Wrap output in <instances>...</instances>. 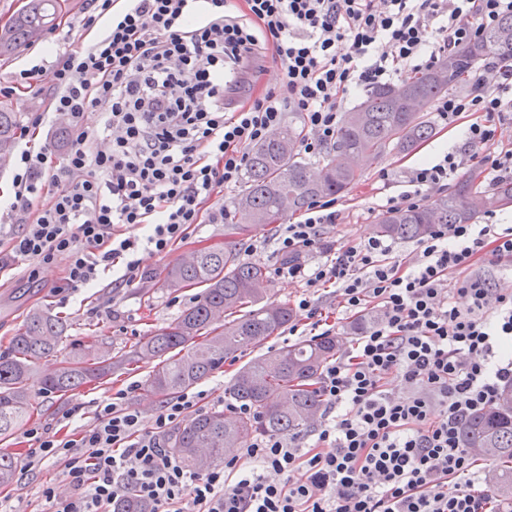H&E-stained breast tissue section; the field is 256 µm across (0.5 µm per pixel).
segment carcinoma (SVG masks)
I'll return each instance as SVG.
<instances>
[{"label": "carcinoma", "mask_w": 512, "mask_h": 512, "mask_svg": "<svg viewBox=\"0 0 512 512\" xmlns=\"http://www.w3.org/2000/svg\"><path fill=\"white\" fill-rule=\"evenodd\" d=\"M66 6V0H28L0 27V57L39 41ZM512 58V15L485 29L471 44L457 49L441 67L414 74L405 81L370 91L356 110L344 115L336 138L322 162L299 157L302 131L293 123L279 127L249 149L247 188L235 207L256 224H274L302 211L314 200L350 190L361 178L351 158L375 160L386 149L410 153L434 136L424 112L454 86L467 82L474 66L488 58ZM21 113L0 106V160L11 155ZM293 200L283 204L285 193ZM512 205V182L485 187L480 174L463 175L447 193L417 208L384 213L374 231L402 240H419L438 224H470L484 210ZM165 286L173 291L201 287L193 304L166 326L107 356L93 346L70 343L71 351L46 374L37 362L56 353L67 340V325L51 312L34 308L0 352V441L27 423L36 397L64 396L87 384L99 383L132 363L155 362L148 381L152 393L168 397L201 382L284 329L292 320L288 304H261L269 283L265 265L242 259L239 242L219 249H200L166 269ZM232 320H227L230 315ZM340 336H314L270 350L237 367L224 390L228 399L246 403L252 414L230 418L215 410L191 418L175 432L172 452L183 465L205 472L222 462L224 449L242 448L260 434L294 435L306 430L321 408L317 382L336 358ZM461 446L498 463L491 473L498 496L512 500V384L504 385L496 403L464 424ZM14 456L0 451V487L12 482ZM115 512H151L130 493L114 504Z\"/></svg>", "instance_id": "obj_1"}]
</instances>
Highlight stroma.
<instances>
[{
  "label": "stroma",
  "instance_id": "1",
  "mask_svg": "<svg viewBox=\"0 0 512 512\" xmlns=\"http://www.w3.org/2000/svg\"><path fill=\"white\" fill-rule=\"evenodd\" d=\"M69 2V10L42 40L10 59H0V76L35 65L40 68L30 90L13 94L0 90V103L22 113L24 120H31L36 113L46 111L52 95L51 73L56 59L62 52L73 48L74 36L82 32L90 0ZM428 117L435 127V134L430 140L408 155L386 151L377 162L364 165L359 183L337 198L340 219L338 223L325 225L322 230L329 246L345 248L372 236V226L387 197L406 190L410 173L417 164L439 160L445 153L460 149L463 144L461 129L446 128L437 112H429ZM383 171L388 172V181H380L379 174ZM237 196V191L225 192L227 214L223 223L194 225L187 238L174 245L166 257L141 253L144 275L132 286L113 289L112 278L107 275L93 288L67 287L64 284V263L60 260L41 266L38 282H29L20 275L0 282V351L5 350L10 336L22 324L29 309L34 307L64 317L69 324V341L98 346L105 354L129 349L141 336L174 321L197 295L193 288L175 293L165 288V269L177 263L179 254L207 247H223L225 227L229 224L239 225L242 229L241 254L245 260L274 268L281 260L275 251L274 241L278 225L251 223L248 215L235 208ZM152 371V364L140 363L99 387L78 388L64 400L37 398L36 411L30 423L52 432L66 424L73 428L90 425L96 403L102 396L135 382L139 388L130 394L129 401L141 410L144 429H151L161 404L160 398L148 388ZM29 446V439L20 430L8 442L0 444V451L14 454L18 460L15 477L4 488L11 497L15 512H40L39 489L44 482L56 477L61 469L60 464L52 459L29 466Z\"/></svg>",
  "mask_w": 512,
  "mask_h": 512
}]
</instances>
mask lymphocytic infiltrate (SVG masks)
<instances>
[{
    "label": "lymphocytic infiltrate",
    "mask_w": 512,
    "mask_h": 512,
    "mask_svg": "<svg viewBox=\"0 0 512 512\" xmlns=\"http://www.w3.org/2000/svg\"><path fill=\"white\" fill-rule=\"evenodd\" d=\"M89 42L53 71L48 114L63 116L68 149L25 147L13 160L10 223L0 241L17 262L65 261L70 287L105 272L141 279L138 251L167 256L195 224L224 221V189L236 184L247 150L302 113L301 145L334 140L351 91L400 82L479 37L512 0H92ZM282 73L262 89L265 63ZM95 123H86L90 109ZM448 126L473 115L462 150L424 162L390 208L419 206L460 170L480 164L492 181L512 180V61L489 60L467 90L440 98ZM340 218L318 200L277 237V277L302 283L297 309L312 328L330 316L319 292L374 324L326 366L324 412L297 435L264 434L204 473L184 467L164 442L196 411L203 392L161 406L151 429L127 390L105 396L93 422L62 438L27 429L28 456L61 461L41 490L43 512H112L132 491L153 512H507L462 448L467 419L492 407L512 381V290L489 287L478 262L512 259L511 224L439 225L407 262L389 261L378 237L328 252L321 227ZM142 238L126 236L127 227ZM323 261L306 262L311 253ZM465 305H457V298ZM407 387L395 396L391 378Z\"/></svg>",
    "instance_id": "obj_1"
}]
</instances>
